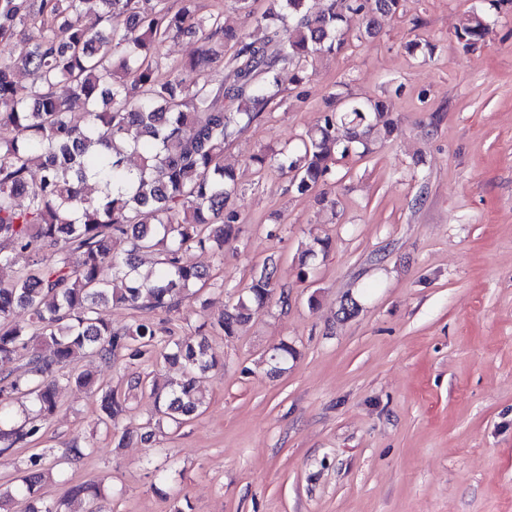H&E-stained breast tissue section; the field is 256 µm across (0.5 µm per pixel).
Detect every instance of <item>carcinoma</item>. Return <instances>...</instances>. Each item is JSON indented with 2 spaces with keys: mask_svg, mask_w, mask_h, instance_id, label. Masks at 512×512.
<instances>
[{
  "mask_svg": "<svg viewBox=\"0 0 512 512\" xmlns=\"http://www.w3.org/2000/svg\"><path fill=\"white\" fill-rule=\"evenodd\" d=\"M28 2L0 0V266L28 257L19 275L0 281V366L23 362L22 371L0 374V451L40 437L62 387L95 386L89 371L61 373L79 356L135 363L157 354L181 366L183 379L166 386L137 375L126 393L103 391L99 415L118 429L129 393L147 389L155 425L178 429L203 407L201 377L219 370L207 333L171 340L147 319L116 330L105 309L121 303L171 311L207 285V271L184 253L221 251L238 231V177L224 163L226 147L265 118L285 84L301 86L325 55L377 34L379 17L398 13L402 0H325L318 13L308 0H272L251 31L225 26L221 12L199 14L195 0L176 11L169 0H40L35 13ZM511 2L480 0L468 11L456 31L463 50L484 44ZM95 6L101 30L83 23ZM187 34L230 46L231 82L187 79L211 61L208 49L159 78L161 44ZM18 42L24 49L15 57ZM21 74L31 77L25 96L17 92ZM76 104L82 111H72ZM399 132L383 100L333 93L298 145L251 162L289 176L303 195L336 180L339 160L368 156ZM134 154L140 162L132 169L127 158ZM34 169L39 178L31 182ZM142 254L156 256L155 271L138 272ZM275 273L270 258L209 331L237 335L270 302ZM18 308L27 310V321L13 318ZM290 358L294 349L279 343L273 370H284ZM53 477L62 474L30 457L18 484L0 490V512H68L78 499L102 512L99 482L69 483L62 497L44 499L41 487Z\"/></svg>",
  "mask_w": 512,
  "mask_h": 512,
  "instance_id": "obj_1",
  "label": "carcinoma"
}]
</instances>
